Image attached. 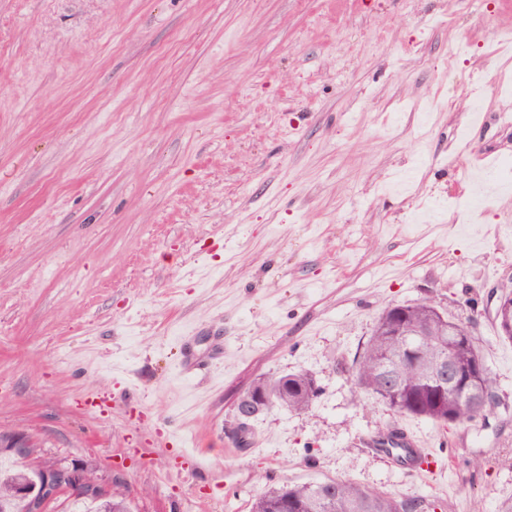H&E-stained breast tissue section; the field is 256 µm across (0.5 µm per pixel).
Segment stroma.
<instances>
[{"instance_id":"35a3bbf8","label":"stroma","mask_w":512,"mask_h":512,"mask_svg":"<svg viewBox=\"0 0 512 512\" xmlns=\"http://www.w3.org/2000/svg\"><path fill=\"white\" fill-rule=\"evenodd\" d=\"M507 32L512 0H0V430L92 464L132 512H250L328 478L496 512L512 184L475 211L466 174L512 155L489 84L512 76ZM429 100L446 108L427 120ZM424 300L481 337L488 417L439 426L357 393L378 317ZM191 325L224 359L181 378ZM299 371L321 387L308 410L239 424L255 380ZM398 424L433 446L423 473L369 447Z\"/></svg>"}]
</instances>
